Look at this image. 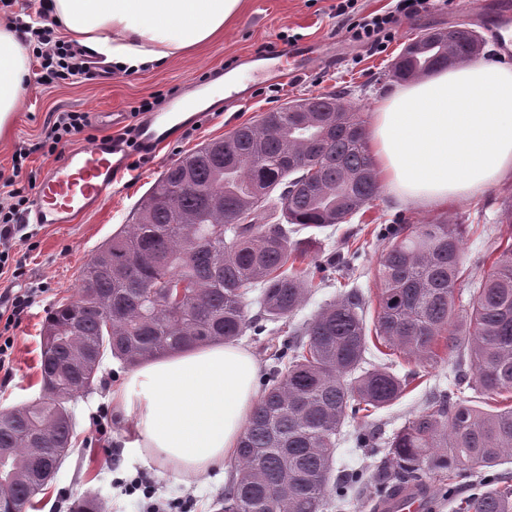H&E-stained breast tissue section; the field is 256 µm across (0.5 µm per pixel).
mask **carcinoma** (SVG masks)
<instances>
[{
  "mask_svg": "<svg viewBox=\"0 0 512 512\" xmlns=\"http://www.w3.org/2000/svg\"><path fill=\"white\" fill-rule=\"evenodd\" d=\"M482 50L476 31L446 40L425 31L391 64L411 80ZM244 123L168 166L140 197L129 223L93 252L78 297L55 307L42 329L38 399L0 414V512H24L70 454L76 420L68 403L94 389L106 355L134 368L253 328L247 292L260 287L263 318H288L309 291L337 279L359 249L303 266L315 235L293 240L285 224L319 230L350 222L373 204L379 183L358 113L329 92L294 100ZM281 211L283 221L271 220ZM463 224H391L376 232L379 258L372 327L368 302L348 292L275 347L236 449L218 512H324L342 497L336 440L361 412L391 406L410 381L386 365L364 367L368 332L421 364L466 356L476 387L512 394V232L459 315ZM512 462V406L485 411L440 394L387 442L372 480L383 494L444 469L484 475ZM466 512H512V485L485 481Z\"/></svg>",
  "mask_w": 512,
  "mask_h": 512,
  "instance_id": "cac0c4a2",
  "label": "carcinoma"
}]
</instances>
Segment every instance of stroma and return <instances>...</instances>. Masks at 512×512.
<instances>
[{
  "label": "stroma",
  "instance_id": "obj_1",
  "mask_svg": "<svg viewBox=\"0 0 512 512\" xmlns=\"http://www.w3.org/2000/svg\"><path fill=\"white\" fill-rule=\"evenodd\" d=\"M479 15H472L469 0H454L452 6L438 7L419 18L407 20L396 39L383 53L350 44L337 18L336 0H244L239 17L224 29L222 36L206 42L167 63L139 71L116 72L105 76L77 78L63 83H30L24 104L17 112L7 135L0 138V169L10 168L11 157L19 146H31L53 116L59 112L100 110L130 111L141 100H151L172 87H181L203 74L224 67L237 56L259 52L267 44L288 38L290 43H330L336 48V65L314 68L312 72L289 79L275 97L253 96L222 112L213 114L203 124L192 127L161 146L155 157L145 160L132 173L122 175L110 201L101 208L83 214L70 224H52L38 233L35 250L20 249L25 275L21 287L45 285L40 296L16 331L11 355L12 373H0V410L37 399L40 395L38 360L41 330L48 313L57 304L75 297L79 288V269L91 253L113 232L128 223L139 198L157 180L161 172L184 154L212 139L229 134L240 124L258 121L263 113L285 106L287 102L329 91H344V102L359 112L363 121L380 106L387 93L396 87L390 65L408 39L427 29L463 25L475 30L485 40L483 58L503 63V42L493 0H481ZM512 199V180L494 185L486 194L462 200L445 208L423 209L395 203L387 193H380L366 208L362 219L322 229L318 259L341 251L344 242L361 246L345 281H332L314 289L287 323H266L261 335L245 332L243 341L259 360L262 371L273 364L272 347L281 343L283 325L302 328L320 309L336 299L342 290H353L366 300H374L381 285L376 276L382 247L375 237L362 231V224H424L432 221L461 224L463 238V278L457 304H467L468 288L480 279L482 260L505 236L508 226L502 211L503 201ZM367 358L375 364L390 365L398 375L413 374L408 392L393 405L360 417L343 427L336 448V476L363 471L372 472L380 463L387 441L396 430L414 417L435 394L454 388L456 373L471 374L469 363L455 359L421 366L401 356H387L369 349ZM125 366L117 359H105L100 370L101 383L73 406L76 417L73 451L37 497L36 512H68L75 500L94 494L107 505L106 512H145L142 494L126 495L117 480H131L146 474L167 500L190 503V512H217L215 502L225 489L224 481L208 485L181 473L159 456L126 454L124 443L128 429L112 408L111 392ZM105 415L108 432L98 435L93 424L96 415ZM371 431L376 445L365 448L357 436Z\"/></svg>",
  "mask_w": 512,
  "mask_h": 512
}]
</instances>
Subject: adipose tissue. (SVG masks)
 I'll return each mask as SVG.
<instances>
[{"instance_id": "obj_1", "label": "adipose tissue", "mask_w": 512, "mask_h": 512, "mask_svg": "<svg viewBox=\"0 0 512 512\" xmlns=\"http://www.w3.org/2000/svg\"><path fill=\"white\" fill-rule=\"evenodd\" d=\"M242 0H53L54 21L130 70L190 51L223 32ZM30 57L0 24V135L19 112ZM367 147L379 182L416 207L445 206L512 175V68L475 60L399 86L373 114ZM259 361L216 343L130 372L112 402L147 448L205 484L231 455L257 404Z\"/></svg>"}]
</instances>
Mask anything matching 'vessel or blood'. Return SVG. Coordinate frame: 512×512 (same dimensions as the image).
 Returning a JSON list of instances; mask_svg holds the SVG:
<instances>
[{
  "label": "vessel or blood",
  "instance_id": "obj_1",
  "mask_svg": "<svg viewBox=\"0 0 512 512\" xmlns=\"http://www.w3.org/2000/svg\"><path fill=\"white\" fill-rule=\"evenodd\" d=\"M333 60V53L326 48L305 43L274 48L260 55L247 54L235 65L226 87H215L214 92L223 95L225 103L229 104L242 100L250 88L251 83L240 80L244 73L252 74L253 83L274 84ZM204 89V84L193 83L173 94L161 111L137 117L138 143L143 155H155L182 127L183 115L198 109L197 95ZM123 152V144L111 135L98 137L88 146L69 151L38 183L26 223L40 228L69 224L77 215L101 207L124 172ZM429 502V496L422 491H403L387 498L383 508L385 512H427Z\"/></svg>",
  "mask_w": 512,
  "mask_h": 512
}]
</instances>
